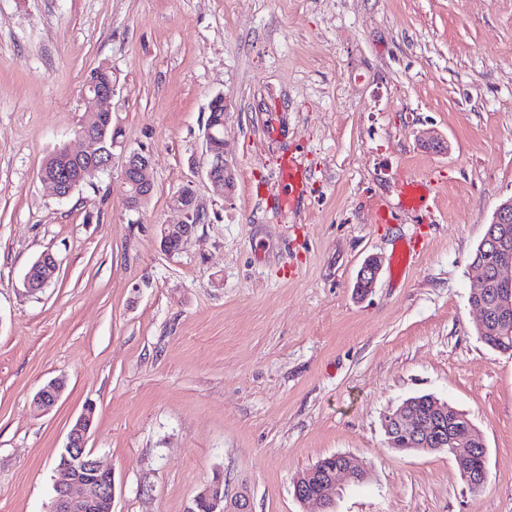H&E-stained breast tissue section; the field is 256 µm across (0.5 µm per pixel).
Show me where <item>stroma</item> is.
<instances>
[{"label":"stroma","mask_w":512,"mask_h":512,"mask_svg":"<svg viewBox=\"0 0 512 512\" xmlns=\"http://www.w3.org/2000/svg\"><path fill=\"white\" fill-rule=\"evenodd\" d=\"M102 64L112 168L61 200L39 170L80 149ZM217 95L225 197L205 174ZM132 152L152 159L138 212ZM284 154L307 175L285 209ZM188 184L198 224L170 254L159 227L181 221L170 200ZM511 196L512 0H0V512H47L89 404L112 512H188L219 477L250 486L253 512H320L292 482L337 453L369 477L340 479L334 512H512V354L480 340L469 303L472 256ZM405 240L419 250L396 274ZM48 249L59 270L28 293ZM55 378L60 401L36 410ZM422 394L483 436L481 492L448 452L388 447L384 416ZM151 167L150 157L139 152L129 154L123 165L121 180L131 210H140L153 192ZM65 390L63 381L53 380L38 389L33 398L34 406L43 411L51 410L62 397Z\"/></svg>","instance_id":"1"}]
</instances>
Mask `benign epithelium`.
Wrapping results in <instances>:
<instances>
[{"instance_id":"benign-epithelium-1","label":"benign epithelium","mask_w":512,"mask_h":512,"mask_svg":"<svg viewBox=\"0 0 512 512\" xmlns=\"http://www.w3.org/2000/svg\"><path fill=\"white\" fill-rule=\"evenodd\" d=\"M83 94L94 99L98 110L89 122L76 130L82 141V149L72 152L60 148L51 154L55 162L48 171H42L40 179L51 188L59 199L72 195L80 183L94 179L107 171L112 164V148L105 144V137L98 130L104 128V120L112 119L110 102L114 94V84L102 83L96 79L89 81ZM208 181L216 189L222 187L228 192L234 186L235 175L224 159L223 128L206 124L204 137ZM150 157L133 152L127 157L121 180L126 192L128 207L140 210L149 200L153 189ZM174 208L181 211L185 221L181 224L160 225V245L164 251L172 253L179 249L184 239L195 230L198 209L193 190L189 186L181 188L172 198ZM512 222V197L496 208L491 221L492 229L498 231L493 240L498 252L494 269L493 305L487 306L482 298L487 292L480 286L488 283L485 264L476 261L472 266L477 271L474 290L471 291V305L479 311V333L489 328L508 331L512 327V244L509 240L508 224ZM59 268L56 256L49 250L40 254L24 277V288L33 293L46 288ZM381 271V261L376 258L366 260L359 269L357 288L363 292L371 290ZM65 384L53 380L38 389L33 398L34 406L43 411L51 410L62 397ZM448 403L431 398V410L425 414L418 403L405 401L396 411L385 415L384 430L390 448L403 451H439L448 449L455 458L463 461L476 449L467 447L470 438L468 429L456 424V419L448 418ZM94 418V407L88 405L70 427L67 441L61 449L64 463L58 467L62 480L55 485L48 512H112L114 484L112 470L104 468L86 448L88 435ZM344 474L364 479L366 469L352 456L339 454L336 464L320 470L309 469L293 480V493L301 502L319 501L330 507L337 476ZM221 483H214L195 496L194 501L204 500L209 512H253L252 496L244 485L233 494L220 491Z\"/></svg>"}]
</instances>
